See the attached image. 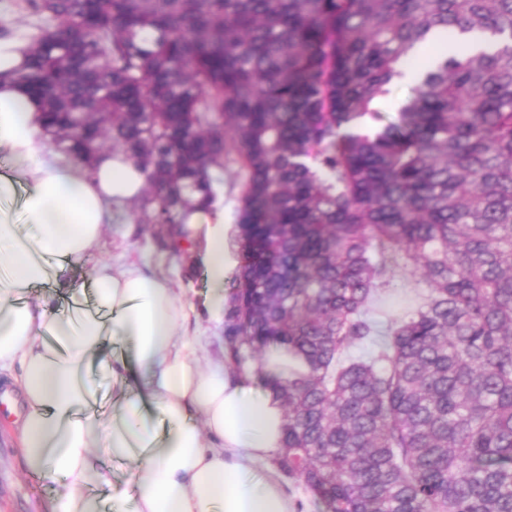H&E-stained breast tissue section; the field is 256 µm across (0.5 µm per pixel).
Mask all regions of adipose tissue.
<instances>
[{
	"mask_svg": "<svg viewBox=\"0 0 512 512\" xmlns=\"http://www.w3.org/2000/svg\"><path fill=\"white\" fill-rule=\"evenodd\" d=\"M27 47L18 35H0V151L21 170L0 175V197L23 188L22 207L37 228L21 233L0 211V388L22 405L21 466L65 477L49 512H98L88 490L104 478L105 455L136 463L134 512H296L275 465L283 405L258 383L287 373V350L271 352L259 371L202 365L176 288L139 262L91 270L95 305L111 313L109 324L78 299L65 319L50 298L30 302L33 287L58 283L51 259L79 264L98 249L103 225L142 195L146 175L120 152L86 168L49 150L41 102L20 79ZM184 230L202 246L207 306L221 318L224 281L238 263L221 204L190 213ZM94 357L117 390L105 418L90 411Z\"/></svg>",
	"mask_w": 512,
	"mask_h": 512,
	"instance_id": "adipose-tissue-1",
	"label": "adipose tissue"
}]
</instances>
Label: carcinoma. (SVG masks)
<instances>
[{
	"label": "carcinoma",
	"mask_w": 512,
	"mask_h": 512,
	"mask_svg": "<svg viewBox=\"0 0 512 512\" xmlns=\"http://www.w3.org/2000/svg\"><path fill=\"white\" fill-rule=\"evenodd\" d=\"M29 4L50 22L20 76L44 135L141 166L171 250L236 151L230 359L306 364L271 382L279 469L327 512H512V0ZM434 34L453 53L368 126ZM399 267L427 295L377 321Z\"/></svg>",
	"instance_id": "obj_1"
}]
</instances>
